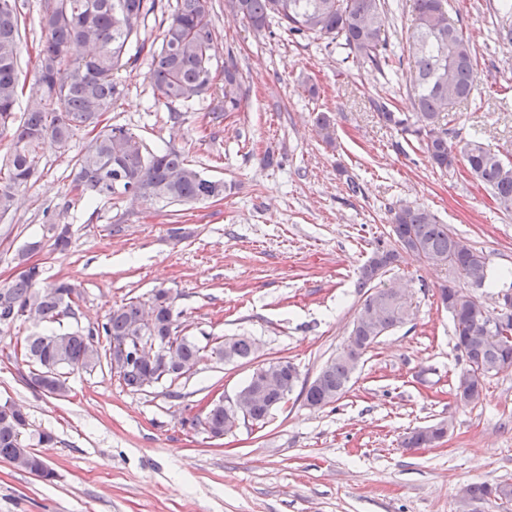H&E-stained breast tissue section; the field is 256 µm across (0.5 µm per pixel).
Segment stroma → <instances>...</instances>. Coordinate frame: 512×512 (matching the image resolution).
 Masks as SVG:
<instances>
[{
  "label": "stroma",
  "instance_id": "35a3bbf8",
  "mask_svg": "<svg viewBox=\"0 0 512 512\" xmlns=\"http://www.w3.org/2000/svg\"><path fill=\"white\" fill-rule=\"evenodd\" d=\"M388 48L377 71L342 60L326 40L289 36L277 23L257 32L228 0H209L215 32L211 89L192 103L155 99L150 57L121 72L123 96L107 123L130 129L148 149L170 148L212 179L224 197L193 206L86 200L71 170L87 143H45L39 179L0 217V284L23 262L46 281L75 284V317L0 324V403L21 405L26 445L52 481L0 462V512H460L467 483L512 482V372L485 381L479 402L457 399L465 362L454 348L439 288L452 272L406 255L385 279L406 285L411 321L363 355L347 392L323 408L297 395L265 422H239L210 438L201 409L231 397L257 364L283 358L300 380L315 377L343 346L363 293L359 269L389 229L391 208L430 210L483 251L490 285L459 288L486 307L512 289V214L463 164L432 168L413 134L385 125L375 106L412 113L408 27L413 0H386ZM503 0H448L449 14L477 54V85L445 118L448 139H471L512 158V44L498 34ZM44 0H17L26 33L23 75L34 77ZM233 58L244 94L224 109V62ZM333 119L322 142L318 113ZM359 189L350 192L347 183ZM71 245L53 248L52 225ZM40 242L26 252L31 242ZM171 290L182 327L199 345L227 336L256 344L254 360L204 357L191 372L134 391L108 366L69 374L65 394L34 386L19 346L27 336L97 327L129 299ZM451 420L432 448H403L412 429ZM53 442L39 443L40 433Z\"/></svg>",
  "mask_w": 512,
  "mask_h": 512
}]
</instances>
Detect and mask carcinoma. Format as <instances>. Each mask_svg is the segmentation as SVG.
Masks as SVG:
<instances>
[{"mask_svg": "<svg viewBox=\"0 0 512 512\" xmlns=\"http://www.w3.org/2000/svg\"><path fill=\"white\" fill-rule=\"evenodd\" d=\"M162 0H48L40 27L46 39L39 50V65L30 88V104L16 116L22 72L20 46L22 21L16 0H0V135L10 137V153L0 164V217L11 212L20 188L37 180L39 149L51 140L68 145L76 131L89 128L94 137L74 163L73 188L90 199L122 197L130 190L144 202L192 203L224 196V181L204 177L175 150L147 151L140 140L122 126H100L101 117L112 111L124 86L119 72L136 62L142 53L151 58L150 78L157 100L166 103L193 102L212 87L211 59L214 43L208 19V0H176L175 9L162 33L159 46L147 45L141 26ZM237 14L257 32L275 18L284 31L296 36L330 40L336 47L377 69L386 60L385 0H231ZM413 65L409 82L413 91L412 130L431 166L443 171L462 159L466 170L491 190L496 208L512 213V164L474 139L457 147L448 140L445 114L454 105L471 98L477 82V64L470 41L448 15V0H414L409 36ZM243 96L234 65H224V111L239 112ZM383 123L409 131L408 119L401 118L386 104L376 105ZM423 263L453 270L459 277L480 287L489 278L483 253L463 243L424 210L400 205L390 210L387 236L378 238L371 255L361 267L357 287L364 299L357 310L351 332L338 354L328 360L312 385L301 393L311 406L335 402L346 392L355 369L353 354L367 349L378 339L406 324L412 309L408 300L393 295L394 285L382 277L399 261L401 253ZM74 285L67 280L45 282L41 272L30 269L18 279L0 286V315L15 312L17 319L54 321L75 317ZM439 297L448 302L454 325L455 348L470 365L464 372H479L463 397L481 399L486 378L512 370V341L487 332L496 312L463 289L446 284ZM157 311L155 333L174 335L175 357L194 364L203 357V347L181 335L180 313L162 289L155 292ZM109 348L105 355L90 347L84 330L29 337L25 357L48 371H92L106 359L121 358L123 347L136 336H148L142 304L134 299L112 309L97 326ZM254 341L232 336L212 347L211 354L222 361L247 359L255 352ZM279 378L280 387L293 390L299 380L288 361H269L257 368ZM117 375L126 387L141 390L176 377L172 364L126 363ZM282 403L279 387L261 390L253 400L251 416L265 421ZM227 410L218 405L209 411L205 431L221 432ZM27 426L22 408L11 417L0 414V459L16 468L42 471L53 477L43 458L24 444ZM435 434L429 426L409 432L404 448L433 445ZM470 502L494 500L512 502V483H472L465 486Z\"/></svg>", "mask_w": 512, "mask_h": 512, "instance_id": "cac0c4a2", "label": "carcinoma"}]
</instances>
